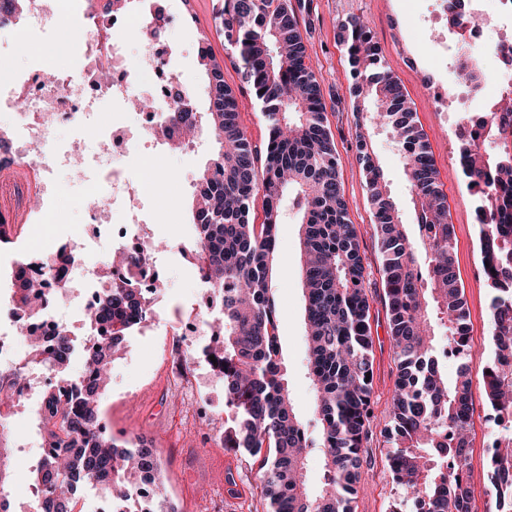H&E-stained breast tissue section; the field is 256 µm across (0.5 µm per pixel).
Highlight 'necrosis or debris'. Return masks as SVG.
<instances>
[{
    "mask_svg": "<svg viewBox=\"0 0 512 512\" xmlns=\"http://www.w3.org/2000/svg\"><path fill=\"white\" fill-rule=\"evenodd\" d=\"M68 8V0H31L27 12L18 16L0 6V29H17L32 37L40 33L45 15L62 14ZM171 23L166 13L116 11L106 20L85 24L81 49L90 67L61 72L48 86L0 74V110L15 113L8 137L0 140V166L24 165L40 176L48 190L56 174L69 169L72 144L80 142L83 207L90 223L122 225L125 234L133 236L135 246L143 250L148 242L135 233L137 224L144 221L139 203L155 194L157 182L143 167L136 149H127L122 165L113 166V151L119 142L111 138L110 130L119 126L127 111L131 75L149 84L147 96L155 103L153 110L140 115L141 137L162 140L166 114L186 101L187 94L175 78L163 84L158 81L171 53L162 32ZM423 31L440 56H457L465 50L480 65L490 56L498 60V69L483 83V98L492 102L512 93V0H466L462 17L456 20L450 19L446 10L434 11ZM135 32L142 35V55L136 71L131 72L118 52V40ZM104 69L112 73L107 84L97 79ZM64 123L71 126L73 141L58 137L57 129ZM100 268V263L76 260L56 284L54 306L33 323L45 345H53L55 329L66 321L73 283H99Z\"/></svg>",
    "mask_w": 512,
    "mask_h": 512,
    "instance_id": "necrosis-or-debris-1",
    "label": "necrosis or debris"
}]
</instances>
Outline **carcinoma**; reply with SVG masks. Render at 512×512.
<instances>
[{
	"label": "carcinoma",
	"instance_id": "carcinoma-1",
	"mask_svg": "<svg viewBox=\"0 0 512 512\" xmlns=\"http://www.w3.org/2000/svg\"><path fill=\"white\" fill-rule=\"evenodd\" d=\"M311 0H224L220 36L231 63L261 106L268 135L262 147L249 138L237 101L224 83L212 48L198 49L207 76L206 112L167 113V145L192 143L184 132L202 125L218 150L198 174L192 201L196 231L194 260L209 288L221 298L208 348L223 362L224 447L259 462L260 495L268 512H354L360 491L364 448L375 418L371 403L373 337L365 288V266L338 169L340 159L326 124V103L307 54L299 15ZM339 44L353 80L359 132L355 154L362 165L373 207L380 250L389 330L397 378L383 430L388 466L419 512H471L467 479V427L474 413L469 373L471 347L466 301L453 259L454 227L448 198L427 137L399 80L384 65L381 48L361 19L338 23ZM500 98L492 116L470 122L483 130L484 146L472 142L467 126L457 134L459 171L470 190L495 184L512 191V108ZM385 128L403 154L418 236L406 232L403 216L373 150L369 129ZM263 196L265 219L250 214ZM480 258L489 259L484 279L490 303L492 357L484 395L497 426L496 455L489 461L497 512H512V219L491 193L475 195ZM300 215L304 320L309 378L320 423L323 463L319 491L309 490L306 459L311 448L283 373L278 315L272 288L277 226L283 200ZM63 245L56 269L76 261ZM123 265H108V286L84 314L93 331L82 350L85 378L75 396L52 393L39 414L40 433L52 442L31 471L43 500L39 512H75L81 493L103 490L114 498L136 491L144 477L163 483L161 461L130 439H116L102 425L100 400L112 356L150 311L139 287L147 257L124 252ZM12 318L23 326L51 300L49 284L15 280ZM38 358L27 367L45 368L66 380L76 347L70 330L56 333L52 347L32 342ZM458 361L453 379L442 359ZM24 370L0 368V407L11 410L26 385ZM12 431L0 432V512H11L6 492L11 473Z\"/></svg>",
	"mask_w": 512,
	"mask_h": 512
}]
</instances>
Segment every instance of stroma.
<instances>
[{
	"instance_id": "obj_1",
	"label": "stroma",
	"mask_w": 512,
	"mask_h": 512,
	"mask_svg": "<svg viewBox=\"0 0 512 512\" xmlns=\"http://www.w3.org/2000/svg\"><path fill=\"white\" fill-rule=\"evenodd\" d=\"M433 0H312L306 18L307 48L316 77L326 101L327 125L336 141L340 158V179L344 188L349 216L358 231L361 255L366 267V291L370 302V325L373 336V393L376 411H385L393 395L396 362L391 347L388 313L381 285L382 256L372 207L367 197L365 178L354 154L358 129L351 96L352 80L341 47L336 24L347 15L359 16L382 49L386 67L402 84L413 101L419 126L430 143L440 179L448 195V219L455 229L454 260L464 285L469 311L470 336L474 351L469 361L475 412L470 426V483L472 512H496L491 495L492 479L484 448L495 438L497 429L486 407L483 373L491 353L490 299L479 265L478 226L473 222L474 201L457 173L458 141L454 128L442 113L434 111L430 88L446 80L437 64L436 50L422 32L421 15L431 9ZM172 15L188 12L195 18L192 25L174 23L165 37L173 55L169 66L191 95L198 111L208 109L206 78L196 52L200 37L211 40L217 59L223 60L224 80L236 92L240 119L255 144L265 139V125L258 102L254 99L239 70L224 60V43L215 33L218 0H161ZM83 0H71L67 20L51 19L42 40L32 41L28 56L14 52L18 35L0 31V59L5 60L18 76L38 75L48 79L60 71L83 65L80 44L85 37L82 27ZM372 145L380 158L394 199L408 224L409 235L417 228L413 205L403 174V159L389 133L375 130ZM215 145L202 138L195 147L165 150L160 178L162 190L148 203L151 221L141 233L148 240H165L166 249L157 254L154 267L160 286L153 308L157 319L148 328L126 337L112 363V384L101 399L113 436L120 439L151 440L159 450L166 480V499L178 512H266L257 489L258 464L249 456L215 445L210 439V417L224 415V383L212 378L205 401L196 418L184 417L183 397L171 384L178 360L167 346L166 325L176 319H189L193 306L208 296L192 264L195 243L191 201L199 171L209 162ZM63 198L38 195L36 212L30 213L29 226H36L39 214L66 208L65 223L52 227L50 240L20 234L10 243L0 245V262L29 258L44 246L54 248L83 233L95 254L112 250L116 242L109 227H83V211L77 203L81 193L78 180L63 173L57 177ZM298 219L291 209H284L277 227L274 263L275 297L278 307L279 337L283 364L295 411L304 423L310 441H318L320 427L313 413L314 394L306 374L304 300L298 239ZM383 419L371 425L372 438L365 452L362 481L355 512H389L395 503L405 501L404 491L390 477L387 448L381 431ZM237 482L236 495H229L226 475Z\"/></svg>"
}]
</instances>
